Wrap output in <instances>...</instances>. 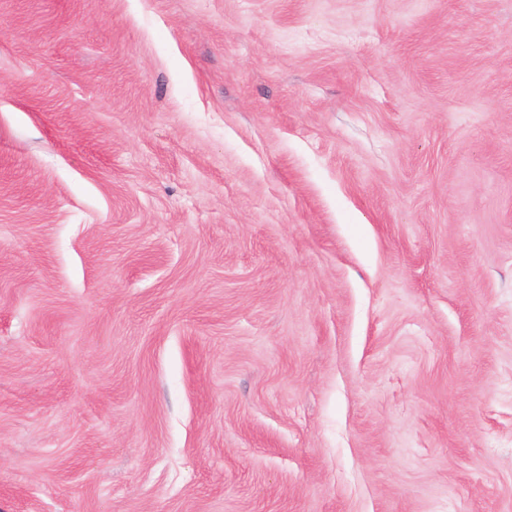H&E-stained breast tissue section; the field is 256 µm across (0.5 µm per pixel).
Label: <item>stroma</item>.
Segmentation results:
<instances>
[{
	"label": "stroma",
	"mask_w": 512,
	"mask_h": 512,
	"mask_svg": "<svg viewBox=\"0 0 512 512\" xmlns=\"http://www.w3.org/2000/svg\"><path fill=\"white\" fill-rule=\"evenodd\" d=\"M0 512H512V0H0Z\"/></svg>",
	"instance_id": "1"
}]
</instances>
